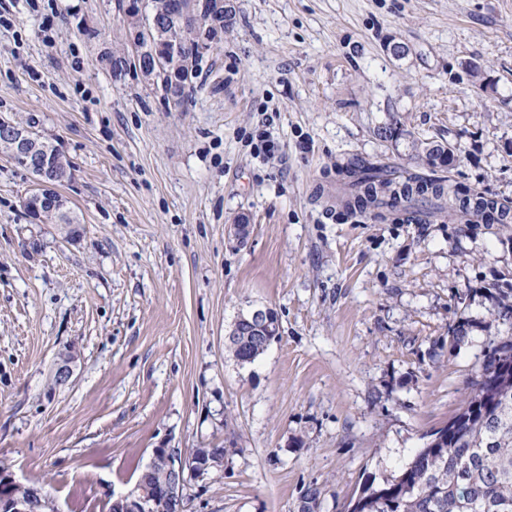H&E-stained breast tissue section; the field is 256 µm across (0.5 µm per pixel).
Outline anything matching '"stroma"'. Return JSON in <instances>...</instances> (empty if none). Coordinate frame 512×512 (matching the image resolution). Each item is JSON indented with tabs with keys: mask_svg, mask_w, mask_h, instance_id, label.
I'll return each instance as SVG.
<instances>
[{
	"mask_svg": "<svg viewBox=\"0 0 512 512\" xmlns=\"http://www.w3.org/2000/svg\"><path fill=\"white\" fill-rule=\"evenodd\" d=\"M125 47L117 0H0V115L56 140L79 217L31 223L0 155V466L106 512L153 449L220 448L186 512H298L312 485L344 512L512 329V224L354 214L338 171L428 173L429 139L447 179L512 204V0H235L181 108L113 81ZM263 307L280 338L240 366L224 337ZM431 145L438 147L436 148V155L433 154V151H429L427 153V150ZM416 152L418 158L424 161L433 170L448 165V160L451 158L450 150L447 147L436 144L434 142L417 143ZM430 164L432 166H430Z\"/></svg>",
	"mask_w": 512,
	"mask_h": 512,
	"instance_id": "obj_1",
	"label": "stroma"
}]
</instances>
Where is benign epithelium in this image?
<instances>
[{"mask_svg":"<svg viewBox=\"0 0 512 512\" xmlns=\"http://www.w3.org/2000/svg\"><path fill=\"white\" fill-rule=\"evenodd\" d=\"M139 33L127 35L129 51L116 56L121 62L133 61L138 74L145 70L153 74L165 73L178 76L185 81L191 77L190 65L181 57L180 43L172 34L156 31L158 47L151 53L150 67H143L145 50L138 39ZM0 139L10 145L9 158L14 162H29L31 156L44 150L45 142L34 129L8 117L0 116ZM35 185L28 195L26 204L28 213L43 217L62 214L68 207V201L58 191V182H66L53 167H44L34 176ZM251 321L260 324L266 336L280 335L279 319L271 308H258L249 312ZM162 461L165 465L166 480L157 494L147 497L140 491V485L134 486L126 493L112 498L108 512H183L186 491L191 483L202 481L210 471L220 468L224 460L204 463L192 458L177 448L153 449L152 462ZM48 506L52 512H59L56 502L37 484L18 481L5 466L0 467V512H42Z\"/></svg>","mask_w":512,"mask_h":512,"instance_id":"7a95c632","label":"benign epithelium"}]
</instances>
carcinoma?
<instances>
[{
    "label": "carcinoma",
    "mask_w": 512,
    "mask_h": 512,
    "mask_svg": "<svg viewBox=\"0 0 512 512\" xmlns=\"http://www.w3.org/2000/svg\"><path fill=\"white\" fill-rule=\"evenodd\" d=\"M146 15L123 17L127 30L143 31L145 24L176 26L168 0H147ZM216 0H198L200 17L181 46L183 57H200L218 44L224 14L214 12ZM146 82L161 84L165 100L182 103L185 86L158 76ZM429 142L416 145L418 158L443 167L450 150ZM346 207L356 213L400 215L417 220L416 206L430 202L436 214H471L485 224H509L512 212L480 192L462 189L442 178H427L404 170L387 174L380 165L362 160L347 171ZM240 335L225 346L236 360L259 349L252 326L239 323ZM453 430L440 441L429 439L405 464L401 473L360 492L361 512H512V336L501 338L481 365L479 379L454 416Z\"/></svg>",
    "instance_id": "obj_1"
}]
</instances>
